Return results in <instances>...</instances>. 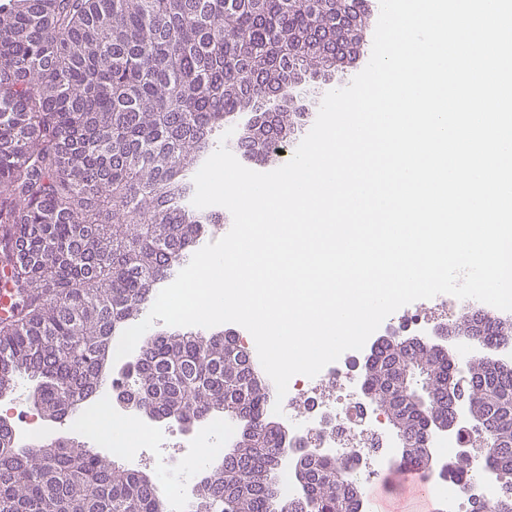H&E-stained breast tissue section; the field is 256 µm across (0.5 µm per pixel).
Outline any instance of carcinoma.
<instances>
[{"mask_svg":"<svg viewBox=\"0 0 512 512\" xmlns=\"http://www.w3.org/2000/svg\"><path fill=\"white\" fill-rule=\"evenodd\" d=\"M0 0V271L16 297L0 317V396L25 375L45 416L75 414L103 385L115 332L135 321L197 247L212 217L192 210L189 170L235 114L251 113L279 157L300 128L296 80L313 82L327 60L298 49L323 41L345 52L336 14L367 13L366 0ZM454 336L497 338L462 313ZM364 387L419 440L452 398L476 407L489 432L487 468L512 483V370L476 359L468 383L431 346L377 347ZM413 366L424 400L396 401ZM136 393L155 416L190 428L226 415L250 432L204 476L189 512H358L359 483L330 458L302 457L307 499L278 492L280 429L253 361L224 338L180 330L147 336ZM398 469H429L410 447ZM0 512H164L153 477L71 440L22 448L0 420ZM478 512H512V493Z\"/></svg>","mask_w":512,"mask_h":512,"instance_id":"obj_1","label":"carcinoma"}]
</instances>
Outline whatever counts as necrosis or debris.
I'll return each mask as SVG.
<instances>
[{
	"label": "necrosis or debris",
	"mask_w": 512,
	"mask_h": 512,
	"mask_svg": "<svg viewBox=\"0 0 512 512\" xmlns=\"http://www.w3.org/2000/svg\"><path fill=\"white\" fill-rule=\"evenodd\" d=\"M359 351L349 350L327 365L317 376H294L282 401V421L288 427V445L318 449L326 457L346 463L349 477L369 483L384 477L398 446L387 415L365 397L363 377L353 367ZM223 420L216 419L182 438L172 428L144 425L143 439L135 452L123 456V464L153 465L159 475V493L172 505L184 497V472L197 468L203 440L221 442ZM485 467L474 456L470 480L434 477L429 486L442 512H468L470 504L491 501L507 491L504 480L486 481L479 472Z\"/></svg>",
	"instance_id": "obj_1"
}]
</instances>
